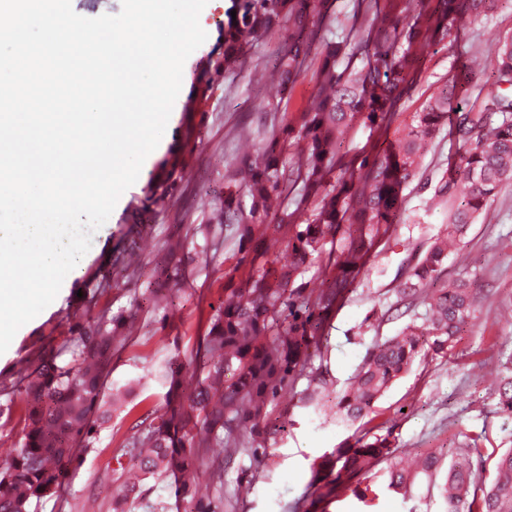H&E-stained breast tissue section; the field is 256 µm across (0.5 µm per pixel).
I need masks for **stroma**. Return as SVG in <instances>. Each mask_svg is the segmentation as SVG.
Masks as SVG:
<instances>
[{"label":"stroma","instance_id":"obj_1","mask_svg":"<svg viewBox=\"0 0 512 512\" xmlns=\"http://www.w3.org/2000/svg\"><path fill=\"white\" fill-rule=\"evenodd\" d=\"M231 5L232 0H208L203 8L199 21L207 39L184 64L185 78L165 134L146 158L137 181L93 232L91 247L79 261L80 275L64 282L56 299L23 325L0 354V375L17 378L40 343L63 336L71 318L83 313L78 292L84 288L106 289L104 302L113 311H132L137 316L134 330L112 359V379L124 385L123 395L117 400L104 398L108 419L95 447L71 470L69 491L42 501L35 512H84L90 502L95 512H109L113 491L139 480L137 464L117 469L112 459L115 441L126 432L133 414L164 406L167 389L157 378L158 366L171 359L188 364L210 316L224 302L226 280L240 284L249 276V263L241 261L233 239L227 237L213 262L190 266L178 285L163 284L161 278L166 240L174 236L193 242L198 225L218 221L224 159L241 158L253 150V133L263 112L277 101L275 88L260 74L275 62L283 42L279 36L259 45L250 77L205 81L207 62ZM511 30L512 0H490L483 14L426 48L418 81L400 113L406 116L418 110L474 56H490ZM454 153L447 133L429 144L415 180L404 193V222L396 227L395 242L381 245L373 267L357 277L331 322L325 359L333 395L320 397L318 405L309 407L294 394L280 400L276 411L287 414L290 424L270 457L258 466L257 482L240 494L237 512H287L289 504L305 495L314 459L351 443L355 428L337 417L334 395L347 388L375 342L396 335L414 317L401 309L383 320L378 314L396 302L401 271L416 263L443 232L447 208L432 205L431 198ZM172 156L182 168L181 180L154 211H144V188L163 176L162 162ZM134 224L143 227L135 237L141 262L127 269L115 258L126 244V229ZM465 271L471 273L472 286L483 300L478 319L461 333L448 357L417 360L378 402L376 417L363 426L373 434L393 427L405 464L432 453L457 459L475 443L498 452L512 447V415L500 410L496 392L507 374L503 363L512 356V325L494 318L499 310H512V183L502 186L449 255L445 277ZM387 483L388 467L379 465L365 481V498L342 495L328 512H446L438 487L426 478H418L410 490L399 493L389 490Z\"/></svg>","mask_w":512,"mask_h":512}]
</instances>
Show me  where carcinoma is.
Here are the masks:
<instances>
[{"mask_svg": "<svg viewBox=\"0 0 512 512\" xmlns=\"http://www.w3.org/2000/svg\"><path fill=\"white\" fill-rule=\"evenodd\" d=\"M415 4L412 22H402L407 3ZM488 0H378L368 4L366 38L339 37L330 28L329 0H233L236 19H227L219 35V52L209 80L242 70L261 40L286 33L278 61L268 71L277 84L279 102L255 152L224 171V223L207 224L202 243L189 249L181 241L167 244L165 279L176 282L201 256L210 257L218 234L227 230L242 259L255 273L242 287L224 288V304L210 319L197 350L203 376L183 397V365L162 371L168 387L166 404L136 415L112 451L118 468L136 460L144 479L165 484L179 474L199 473L215 489L192 512H236L224 496V462L250 461L240 467L239 482L253 483L254 465L270 456L269 444L285 431L288 419H269L271 409L297 384L306 381L301 400L309 403L329 389L324 364L330 322L347 299L357 276L372 264L377 249L402 223L404 191L417 175L426 145L447 125L459 161L448 163L434 186V197L449 205L442 236L405 277L398 294L415 304L420 290L440 279L448 259V241L459 240L487 209L503 183L512 181V34L503 36L485 67L491 87L472 94L476 72L454 76L409 116L407 132L385 149L349 157L340 153V136L362 119L373 128L391 125L400 102L415 84L423 52L445 39L465 20L477 17ZM314 57L315 92L290 121L277 117L309 57ZM474 95L467 107L448 112L450 100ZM181 174L170 163L167 176L148 186L143 209L160 204L175 189ZM298 184L294 210L273 209L274 200ZM311 214L299 222L307 205ZM341 235L342 247L328 257L320 287L294 286L322 254L328 235ZM261 238L284 239L292 261L277 266L257 247ZM422 324H407L396 336L375 343L336 395V414L356 422L375 413V404L428 353L445 357L463 328L477 318L479 304L471 280L459 274L427 297ZM133 316L105 306L87 309L69 335L40 348L27 361L19 380H0V437L19 415V448L0 467V512H29L32 501L57 494L76 460L94 447L101 425L103 388L112 373L118 334L132 329ZM500 407L512 414V375L498 388ZM252 422L257 437L243 433ZM354 445L320 456L311 468L306 496L293 512H326L344 491L362 493L366 476L397 457L393 427L383 434L353 436ZM222 448L214 458L209 449ZM446 512H512V448L496 455L478 444L462 458L445 462L435 455L420 458L412 472L393 464L388 488L407 490L417 477L436 480ZM153 487L131 484L112 496L110 512H129L128 503H145L149 512H165L152 502Z\"/></svg>", "mask_w": 512, "mask_h": 512, "instance_id": "obj_1", "label": "carcinoma"}]
</instances>
